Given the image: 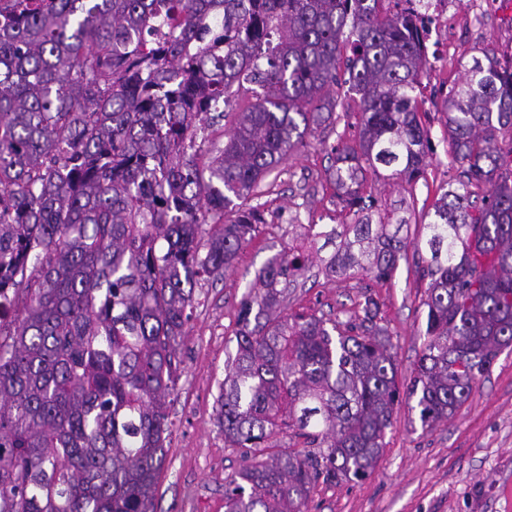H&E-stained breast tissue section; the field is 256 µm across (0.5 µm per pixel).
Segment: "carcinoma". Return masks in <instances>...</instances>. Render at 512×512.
<instances>
[{"label": "carcinoma", "instance_id": "1", "mask_svg": "<svg viewBox=\"0 0 512 512\" xmlns=\"http://www.w3.org/2000/svg\"><path fill=\"white\" fill-rule=\"evenodd\" d=\"M386 0H0V512H154L166 397L194 286L217 279L261 215L233 199L360 96L358 143L331 150L354 216L327 274L380 280L407 241L361 213L366 173L421 176L426 38ZM262 93L217 147L234 86ZM460 189L427 224V337L407 390L424 426L448 418L512 346V64L475 58L444 99ZM490 185L480 204L471 187ZM309 258L288 248L240 303L217 423L244 465L225 512H303L312 483L363 480L400 399L377 303L357 327L272 310ZM309 450L263 454L282 428Z\"/></svg>", "mask_w": 512, "mask_h": 512}]
</instances>
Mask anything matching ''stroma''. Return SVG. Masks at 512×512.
Listing matches in <instances>:
<instances>
[{
    "label": "stroma",
    "instance_id": "stroma-1",
    "mask_svg": "<svg viewBox=\"0 0 512 512\" xmlns=\"http://www.w3.org/2000/svg\"><path fill=\"white\" fill-rule=\"evenodd\" d=\"M485 54L512 62V13L494 18L477 41L461 45L453 60L434 62V77L424 78L422 122L434 152L423 174L409 182L371 175L363 186L364 194L377 200V216L396 210L409 220L403 230L409 247L390 278L379 280L358 269L335 278L325 273L336 250L325 233L351 220L330 179V153L337 144L357 143L359 95L334 91L332 120L312 126L304 146L240 201V208L258 209L263 222L220 280L194 288L180 345L182 364L168 398L170 435L155 512H224V483L239 472L242 457L217 425V397L236 350L240 303L257 289L259 270L283 248L306 251L312 266L289 289L280 314L357 325L365 297L374 298L376 324L392 343L397 383L409 385L426 340L427 214L462 172L448 153L443 100L473 58ZM304 512H512V347L502 349L488 371L477 376L468 400L447 419L422 426L412 402L400 400L371 475L361 481H317Z\"/></svg>",
    "mask_w": 512,
    "mask_h": 512
}]
</instances>
